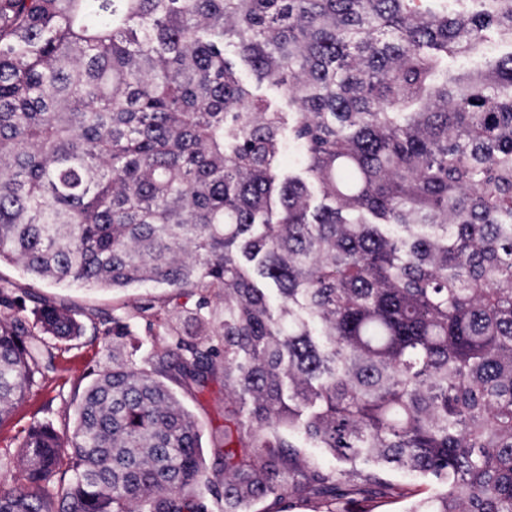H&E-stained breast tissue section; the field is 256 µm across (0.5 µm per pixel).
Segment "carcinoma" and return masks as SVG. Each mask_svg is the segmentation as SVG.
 Wrapping results in <instances>:
<instances>
[{"label": "carcinoma", "instance_id": "1", "mask_svg": "<svg viewBox=\"0 0 512 512\" xmlns=\"http://www.w3.org/2000/svg\"><path fill=\"white\" fill-rule=\"evenodd\" d=\"M3 261L169 293L0 512H512V0H0ZM85 333L0 286V425ZM220 394H206L198 398L185 394L178 390V397L183 406L197 420L202 434V444L207 459V470L205 479L212 482H222L223 474L212 466V459L209 457L207 448L210 446L211 434L216 428H224V403L218 401Z\"/></svg>", "mask_w": 512, "mask_h": 512}]
</instances>
